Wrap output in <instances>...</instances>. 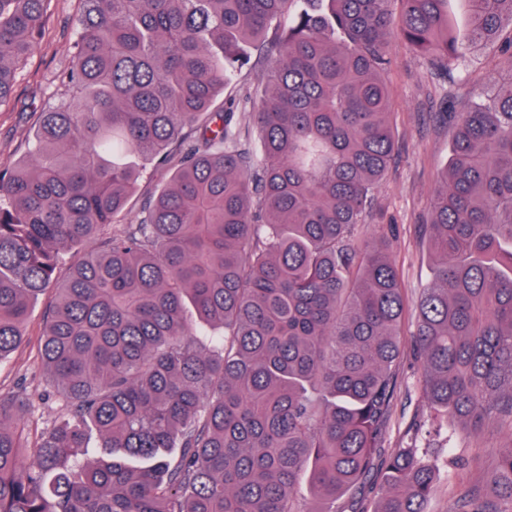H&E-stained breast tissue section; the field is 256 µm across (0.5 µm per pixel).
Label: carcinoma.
Returning <instances> with one entry per match:
<instances>
[{
  "instance_id": "carcinoma-1",
  "label": "carcinoma",
  "mask_w": 512,
  "mask_h": 512,
  "mask_svg": "<svg viewBox=\"0 0 512 512\" xmlns=\"http://www.w3.org/2000/svg\"><path fill=\"white\" fill-rule=\"evenodd\" d=\"M305 2L82 0L74 96L0 175V361L54 286L40 354L64 399L39 429L0 396V512H360L376 467L374 512H425L445 468L467 469L383 445L405 297L357 229L396 148L391 41L447 74L488 43L511 62L512 0H461L462 34L448 0ZM45 3L0 0V103ZM253 50L244 111H212ZM447 116L414 350L448 437L512 435V80ZM132 155L175 165L170 184L57 280L60 254L126 209ZM489 485L449 512H512V445Z\"/></svg>"
}]
</instances>
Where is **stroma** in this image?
<instances>
[{"label":"stroma","mask_w":512,"mask_h":512,"mask_svg":"<svg viewBox=\"0 0 512 512\" xmlns=\"http://www.w3.org/2000/svg\"><path fill=\"white\" fill-rule=\"evenodd\" d=\"M82 9L81 0H50L37 47L16 72L10 96L0 104V172L31 154L33 132L42 112L72 98L64 77L72 64ZM390 54L396 155L376 193L374 208L360 227V237L368 239L375 226H390L391 258L407 300L403 315L407 350L399 362L398 391L384 436L385 447L397 448L408 441L418 421H430L435 416L423 395L422 366L411 345L416 326L415 303L422 288L432 282L434 264L424 226L438 178L450 155L451 129L440 120L439 112L445 101L462 103L471 93L494 91L512 77V65L500 58L497 47L487 45L473 51L450 76L441 78L432 75L423 59L402 43H392ZM170 177L168 168L148 164L117 222L137 223L145 202ZM53 299L49 292L39 297L28 315L23 344L0 362V395L30 397L35 419L44 423L54 421L60 411L47 368L39 358L44 318ZM511 441V435L491 426L479 438L460 432L450 442L438 437L433 446L440 454L455 457L480 453V465L469 478L483 483L498 449Z\"/></svg>","instance_id":"35a3bbf8"}]
</instances>
